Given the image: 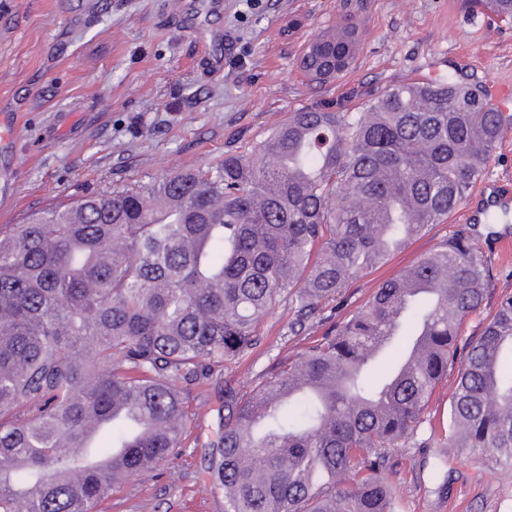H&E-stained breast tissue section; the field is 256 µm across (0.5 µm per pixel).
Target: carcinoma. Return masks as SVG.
Masks as SVG:
<instances>
[{"instance_id": "cac0c4a2", "label": "carcinoma", "mask_w": 512, "mask_h": 512, "mask_svg": "<svg viewBox=\"0 0 512 512\" xmlns=\"http://www.w3.org/2000/svg\"><path fill=\"white\" fill-rule=\"evenodd\" d=\"M512 19V0H477ZM343 30L315 35L329 74ZM508 127L448 77L360 112L289 114L205 170L0 225V512H100L181 445V390L244 356L282 299L297 336L349 284L470 196ZM491 285L475 227L430 253L248 392H224V512H394L386 452L455 373L443 447L512 468V295L461 341Z\"/></svg>"}]
</instances>
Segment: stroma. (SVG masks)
<instances>
[{
	"label": "stroma",
	"instance_id": "1",
	"mask_svg": "<svg viewBox=\"0 0 512 512\" xmlns=\"http://www.w3.org/2000/svg\"><path fill=\"white\" fill-rule=\"evenodd\" d=\"M341 3L224 0L220 13L196 12L188 25L171 0H0V144L8 146L0 164L12 170L0 224L171 171L207 168L261 142L291 112L323 105L357 112L415 74L512 83V20L487 22L462 0H364L354 17L362 37L352 66L311 83L298 59L313 34L345 25ZM464 219L456 210L449 224L353 282L301 335H289L288 303L280 301L261 321L252 352L185 392L178 454L160 471L123 482L102 512H224L210 471L219 458L225 388L252 390ZM505 230L477 227L493 275L489 312L512 295V251L499 240ZM451 392L438 390L426 422L387 452L396 512H512V469L438 448L431 427L447 418Z\"/></svg>",
	"mask_w": 512,
	"mask_h": 512
}]
</instances>
